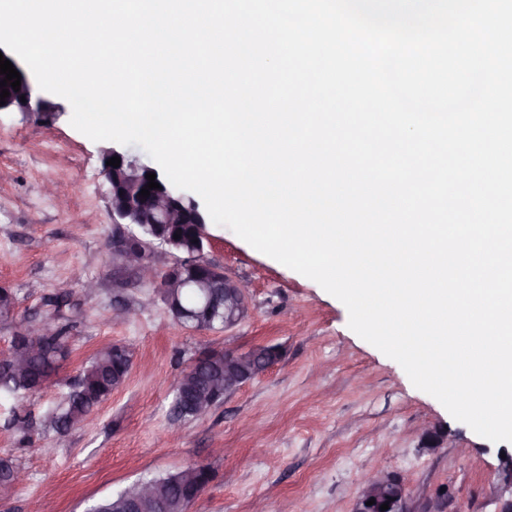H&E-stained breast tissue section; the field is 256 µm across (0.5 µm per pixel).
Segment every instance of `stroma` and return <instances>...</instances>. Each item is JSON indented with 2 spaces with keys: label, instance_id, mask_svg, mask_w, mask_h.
<instances>
[{
  "label": "stroma",
  "instance_id": "stroma-1",
  "mask_svg": "<svg viewBox=\"0 0 512 512\" xmlns=\"http://www.w3.org/2000/svg\"><path fill=\"white\" fill-rule=\"evenodd\" d=\"M44 114L0 112V286L27 318L71 325L72 353L49 389L0 399V454L27 475L0 489V512H84L146 475L191 464L213 479L189 512H353L362 477H401L410 512H498L512 497L501 446L454 419L393 359L353 332L348 311L319 284L207 222L206 261L250 286V314L231 330L174 324L155 283L112 251L102 156L70 124L67 100L44 93ZM94 290H86V282ZM67 284L69 305L53 294ZM126 345L125 384L90 427L65 436L34 421L68 392L104 344ZM274 345L279 361L207 416L177 420L172 390L205 352Z\"/></svg>",
  "mask_w": 512,
  "mask_h": 512
}]
</instances>
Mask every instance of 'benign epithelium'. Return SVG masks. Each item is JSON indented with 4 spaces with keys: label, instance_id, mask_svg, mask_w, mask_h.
Here are the masks:
<instances>
[{
    "label": "benign epithelium",
    "instance_id": "7a95c632",
    "mask_svg": "<svg viewBox=\"0 0 512 512\" xmlns=\"http://www.w3.org/2000/svg\"><path fill=\"white\" fill-rule=\"evenodd\" d=\"M0 54L9 60L21 75L19 91L6 86L10 92L5 98L2 111H19L40 113L46 111L45 101L36 93L26 72L19 64L13 52L0 45ZM25 101H20V97ZM117 156L120 166L113 168L103 166L108 183L107 195L112 208L113 250L128 264L139 269L149 279L155 278L153 267L145 262L147 252L159 244L170 250L184 254L167 270V277L159 281V286L166 297L168 307L175 318L193 317L211 321L218 316L224 318V329L228 330L243 320L249 312L248 289L245 285L232 281L215 266L203 260L206 220L197 201L189 194L170 183L156 177L161 185L159 189L150 190V196H140L141 189L147 185L146 174L157 173L145 159L127 150L114 147L104 154L103 161ZM194 225L196 236L193 240L182 237L174 238V226L181 221ZM182 288H202L205 301L197 312L183 308L179 301ZM256 349L241 351L233 348L224 349V396L237 391L245 382L255 377ZM395 491L392 512H409L405 483L390 474L377 473L364 480L363 487L355 502L354 512H367L366 502L379 499L385 489ZM152 501L153 512H168L169 503L163 498H156L154 490L139 486L129 496L119 501L121 512H142L145 502Z\"/></svg>",
    "mask_w": 512,
    "mask_h": 512
}]
</instances>
